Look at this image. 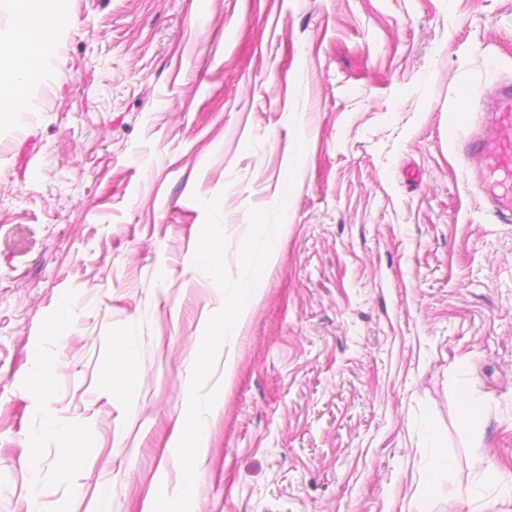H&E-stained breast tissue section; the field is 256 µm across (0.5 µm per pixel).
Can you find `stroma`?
Returning <instances> with one entry per match:
<instances>
[{
    "label": "stroma",
    "instance_id": "obj_1",
    "mask_svg": "<svg viewBox=\"0 0 512 512\" xmlns=\"http://www.w3.org/2000/svg\"><path fill=\"white\" fill-rule=\"evenodd\" d=\"M0 124V512H153L254 209L280 244L216 360L191 512H512V223L448 146L512 0H67ZM28 141L26 162L16 147ZM68 312L67 335L48 326ZM137 352L116 386L114 343ZM48 397L32 395L42 363ZM478 411L464 420L463 406ZM88 452L64 470L46 419ZM454 468L427 477L422 421Z\"/></svg>",
    "mask_w": 512,
    "mask_h": 512
}]
</instances>
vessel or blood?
Returning a JSON list of instances; mask_svg holds the SVG:
<instances>
[{"label": "vessel or blood", "instance_id": "obj_1", "mask_svg": "<svg viewBox=\"0 0 512 512\" xmlns=\"http://www.w3.org/2000/svg\"><path fill=\"white\" fill-rule=\"evenodd\" d=\"M448 143L462 160L481 162L473 179L499 223H512V82L495 85L479 128L448 127Z\"/></svg>", "mask_w": 512, "mask_h": 512}]
</instances>
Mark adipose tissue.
<instances>
[{
	"mask_svg": "<svg viewBox=\"0 0 512 512\" xmlns=\"http://www.w3.org/2000/svg\"><path fill=\"white\" fill-rule=\"evenodd\" d=\"M65 0H9L15 23L4 34L8 55L0 56V124L27 105L29 81L53 52L55 34L68 16Z\"/></svg>",
	"mask_w": 512,
	"mask_h": 512,
	"instance_id": "obj_1",
	"label": "adipose tissue"
}]
</instances>
